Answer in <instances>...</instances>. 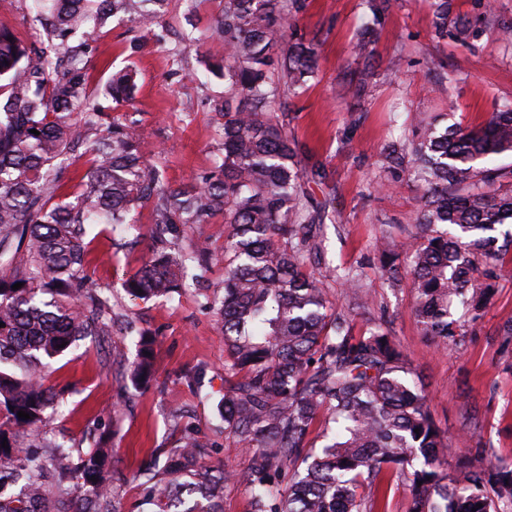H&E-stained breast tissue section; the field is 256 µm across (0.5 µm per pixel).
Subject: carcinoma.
Instances as JSON below:
<instances>
[{
  "label": "carcinoma",
  "mask_w": 512,
  "mask_h": 512,
  "mask_svg": "<svg viewBox=\"0 0 512 512\" xmlns=\"http://www.w3.org/2000/svg\"><path fill=\"white\" fill-rule=\"evenodd\" d=\"M166 2L29 0L33 40L0 26V512H121L109 449L67 447L45 430L63 392L43 374L48 361L109 328L108 296L87 271L89 229L110 224L137 236L136 211L148 201L158 249L122 283L134 299H171L191 287L190 270L211 257L208 240L197 237L188 252L173 241L182 227L217 216L224 224V287L207 301L227 351L220 417L224 433L251 453L238 480L253 512H388L396 481L409 492L408 512L512 507V470L478 468L466 455L448 469L447 438L406 354L379 326L356 330L309 270L326 205L307 193L280 115L288 90L318 67L317 42L288 33V15L304 11L306 0H220L207 31L224 53L206 69L224 78V99L212 104L224 157L190 184L146 166V136L112 115L133 100L136 71L113 72L100 90L88 80L108 20L127 18L150 32ZM389 4L365 0L373 25L360 49L378 36ZM450 13L451 0H434L438 35L467 38L470 22H450ZM412 133L410 145L382 151V164L416 187L420 234L400 253L385 238L375 249L385 280L396 283L403 270L411 276L412 313L444 347L457 336V307L481 317L512 248V229L502 230L512 225V168L487 166L512 155V105L467 127L448 124L445 113L417 116ZM69 172L73 200L60 201ZM332 273L356 308L368 307L356 275ZM155 346L140 334L129 376L135 389L154 379ZM319 421L317 448L309 436ZM199 454L187 433L167 464L142 463V501L152 512H222L219 491L232 474L199 464ZM76 474L84 497L68 510Z\"/></svg>",
  "instance_id": "obj_1"
}]
</instances>
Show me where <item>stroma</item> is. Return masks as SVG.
Wrapping results in <instances>:
<instances>
[{
	"instance_id": "1",
	"label": "stroma",
	"mask_w": 512,
	"mask_h": 512,
	"mask_svg": "<svg viewBox=\"0 0 512 512\" xmlns=\"http://www.w3.org/2000/svg\"><path fill=\"white\" fill-rule=\"evenodd\" d=\"M292 19L298 31L316 36L318 69L304 86L287 95L288 134L299 148L302 166L324 165L325 182H309L310 194L331 200L323 224L325 264L314 266L337 312L350 315L356 329L381 323L408 354L430 409L450 447L476 463L512 468V251L505 256L491 305L479 320L457 311L461 324L455 343L436 346L416 322L410 276L391 285L378 272L374 244L386 235L400 242L417 234L414 187L393 179L380 162L383 146L410 133V115L445 113L449 122L476 125L494 109L512 104V44L501 29L512 25V0H453L454 14L477 24L463 41L439 37L432 0H391L380 35L369 53L355 46L366 22L363 0H307ZM217 11L215 0H168L159 23L163 43L143 39L135 24L112 21L94 44L89 83H106L113 69L133 66L139 74L133 105L124 120L150 135L154 155L173 183H187L221 157L213 100L224 95V81L210 74L191 78L200 56L214 52L208 42L185 51L179 68L171 50L194 28H206ZM366 82L369 93L352 102L344 93L348 74ZM212 262L199 286L171 300L144 302L129 297L121 283L148 259L150 237L129 242L107 231L91 244L89 272L105 288L112 305L108 334L80 341L71 353L51 361L47 382L65 393L62 412L49 423L65 444L81 439L99 421L102 444L123 476L118 488L125 512H137L141 487L136 472L151 454L174 447L192 431L209 466L244 472L250 453L225 435L218 413L224 395V330L201 291L220 289L224 280V227L205 225ZM356 270L369 294L367 309L349 305V291L330 266ZM157 339L155 379L144 390H121L127 365L116 350L135 357L140 331Z\"/></svg>"
}]
</instances>
